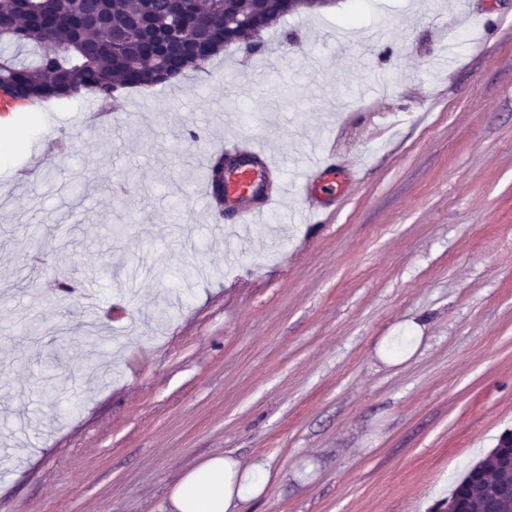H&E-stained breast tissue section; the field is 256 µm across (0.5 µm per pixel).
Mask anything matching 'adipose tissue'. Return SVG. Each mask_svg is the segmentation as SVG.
Segmentation results:
<instances>
[{"label":"adipose tissue","mask_w":512,"mask_h":512,"mask_svg":"<svg viewBox=\"0 0 512 512\" xmlns=\"http://www.w3.org/2000/svg\"><path fill=\"white\" fill-rule=\"evenodd\" d=\"M272 480L267 464L243 466L232 454L213 455L185 471L168 491L170 512H239L264 496Z\"/></svg>","instance_id":"ef3b65f1"}]
</instances>
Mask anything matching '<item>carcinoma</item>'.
I'll return each mask as SVG.
<instances>
[{"label":"carcinoma","mask_w":512,"mask_h":512,"mask_svg":"<svg viewBox=\"0 0 512 512\" xmlns=\"http://www.w3.org/2000/svg\"><path fill=\"white\" fill-rule=\"evenodd\" d=\"M255 0H0V15L19 28L0 33V91L18 100L94 97L109 104L121 88L164 84L158 70L142 67L135 48L143 19L163 40L179 46L173 78L204 69L224 47L220 29Z\"/></svg>","instance_id":"1"}]
</instances>
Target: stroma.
Listing matches in <instances>:
<instances>
[{
	"instance_id": "35a3bbf8",
	"label": "stroma",
	"mask_w": 512,
	"mask_h": 512,
	"mask_svg": "<svg viewBox=\"0 0 512 512\" xmlns=\"http://www.w3.org/2000/svg\"><path fill=\"white\" fill-rule=\"evenodd\" d=\"M262 41L263 72L231 47L121 92L107 143L52 100L0 152L31 169L0 182V512H165L224 452L273 473L241 512H440L512 430V0H337ZM232 135L292 186L322 144L323 223L291 196L225 235L198 181Z\"/></svg>"
}]
</instances>
